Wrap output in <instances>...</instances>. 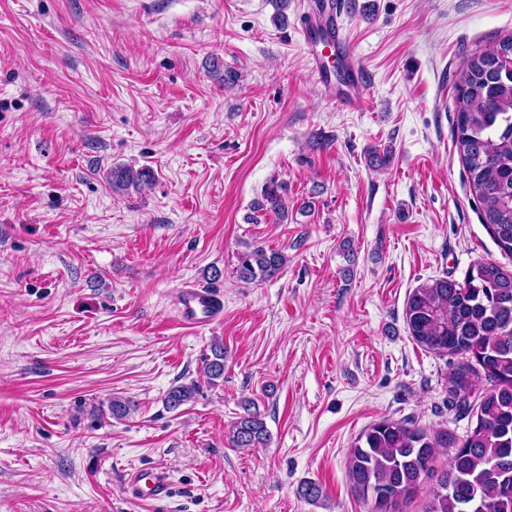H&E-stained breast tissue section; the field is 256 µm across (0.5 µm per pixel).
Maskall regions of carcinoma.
<instances>
[{
  "label": "carcinoma",
  "mask_w": 512,
  "mask_h": 512,
  "mask_svg": "<svg viewBox=\"0 0 512 512\" xmlns=\"http://www.w3.org/2000/svg\"><path fill=\"white\" fill-rule=\"evenodd\" d=\"M454 142L481 221L498 247L512 256V36L466 56L454 73ZM112 191L149 186L151 175L125 165L112 167ZM253 211L288 219L282 184L273 182ZM287 263L284 252L256 245L241 254L239 277L264 281ZM410 336L434 353L461 354L466 362L448 376L456 405L476 409V424L455 446L448 465L434 466L448 431L429 433L406 420L383 419L356 439L346 469L353 492L369 512H395L401 502L426 492L425 512H512V274L479 261L459 283L435 279L408 296ZM207 382L224 377V343L203 360ZM195 381L172 387L163 402L175 411L193 401ZM129 400L112 397L110 416L121 420ZM268 440L261 416L244 406L231 426L230 442L250 448Z\"/></svg>",
  "instance_id": "carcinoma-1"
}]
</instances>
